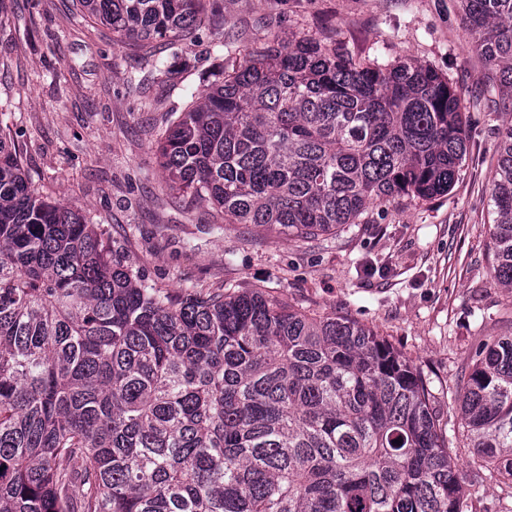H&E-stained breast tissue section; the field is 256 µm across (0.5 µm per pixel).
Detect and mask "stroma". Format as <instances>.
I'll return each instance as SVG.
<instances>
[{
	"instance_id": "1",
	"label": "stroma",
	"mask_w": 512,
	"mask_h": 512,
	"mask_svg": "<svg viewBox=\"0 0 512 512\" xmlns=\"http://www.w3.org/2000/svg\"><path fill=\"white\" fill-rule=\"evenodd\" d=\"M221 20L184 42L161 75L159 42L116 45L81 24L72 0H6L0 14V127L29 181L81 209L120 242L149 283L173 292L229 282L373 327L421 370L443 422L476 349L512 335V292L492 286L489 199L501 128L512 114L480 105L485 65L458 0H219ZM240 53L274 39L335 40L355 57L418 63L448 78L468 121L448 194L369 205L363 223L327 239L213 225L210 208L166 188L156 131L198 85L217 37Z\"/></svg>"
}]
</instances>
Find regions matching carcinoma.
I'll use <instances>...</instances> for the list:
<instances>
[{
    "mask_svg": "<svg viewBox=\"0 0 512 512\" xmlns=\"http://www.w3.org/2000/svg\"><path fill=\"white\" fill-rule=\"evenodd\" d=\"M460 2L512 112V0ZM78 5L117 44L161 42L169 74L218 0ZM212 52L157 141L165 185L212 223L319 237L453 185L467 121L434 69L301 38ZM490 207L491 284L511 290L512 122ZM459 407L467 472L422 373L374 330L261 286L146 283L0 133V512H473L467 479L512 488V336L477 351Z\"/></svg>",
    "mask_w": 512,
    "mask_h": 512,
    "instance_id": "carcinoma-1",
    "label": "carcinoma"
}]
</instances>
